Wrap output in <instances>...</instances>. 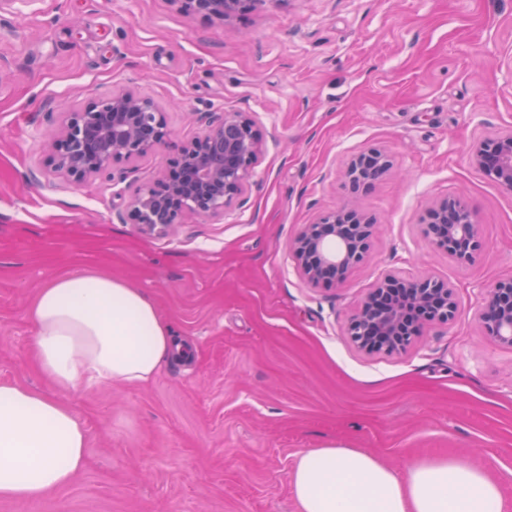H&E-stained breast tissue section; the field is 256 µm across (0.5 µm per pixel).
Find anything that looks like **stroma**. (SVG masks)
<instances>
[{"instance_id": "stroma-1", "label": "stroma", "mask_w": 512, "mask_h": 512, "mask_svg": "<svg viewBox=\"0 0 512 512\" xmlns=\"http://www.w3.org/2000/svg\"><path fill=\"white\" fill-rule=\"evenodd\" d=\"M129 88L172 144L73 184L45 164L66 113ZM232 110L263 140L243 207L160 235L126 219L200 112ZM512 128V0H263L224 23L172 0H15L0 12V383L61 395L88 463L0 512H298V455L336 444L402 470L427 457L485 468L512 502V348L476 314L512 277V189L473 146ZM375 149L370 191L341 178ZM458 198L482 250H434L427 210ZM377 224L341 284L293 270L290 240L331 209ZM100 270L142 290L190 360L138 386L57 393L36 369L26 310L52 278ZM454 288L455 318L400 355L368 354L347 318L385 276Z\"/></svg>"}]
</instances>
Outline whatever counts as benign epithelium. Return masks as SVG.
Masks as SVG:
<instances>
[{
  "label": "benign epithelium",
  "instance_id": "benign-epithelium-1",
  "mask_svg": "<svg viewBox=\"0 0 512 512\" xmlns=\"http://www.w3.org/2000/svg\"><path fill=\"white\" fill-rule=\"evenodd\" d=\"M262 0H172L187 15L206 13L227 22ZM171 133L164 111L134 90L114 92L67 113L51 141L47 164L73 183L108 174L121 162L158 152ZM262 149L255 121L243 112L205 115V129L178 145L157 177L129 201V218L147 234H162L191 216L215 217L245 202ZM472 161L502 187L512 189V128L475 145ZM391 168L388 157L360 154L345 179L354 190L369 188ZM431 242L462 261L480 251L472 212L459 200L430 207ZM374 224L354 209L330 211L304 225L291 244L297 274L312 285L338 284L367 251ZM454 289L432 279L383 278L351 315L346 333L360 349L379 354L405 352L424 325L446 323L456 313ZM478 320L487 335L512 347V277L488 294Z\"/></svg>",
  "mask_w": 512,
  "mask_h": 512
}]
</instances>
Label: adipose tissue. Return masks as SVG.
I'll list each match as a JSON object with an SVG mask.
<instances>
[{
	"mask_svg": "<svg viewBox=\"0 0 512 512\" xmlns=\"http://www.w3.org/2000/svg\"><path fill=\"white\" fill-rule=\"evenodd\" d=\"M32 350L61 391L151 381L163 360L188 355L153 301L111 275L48 282L30 304ZM88 433L72 407L20 385H0V499L41 501L87 463ZM291 485L299 512H505L499 483L457 457L398 471L333 444L299 455Z\"/></svg>",
	"mask_w": 512,
	"mask_h": 512,
	"instance_id": "ef3b65f1",
	"label": "adipose tissue"
}]
</instances>
